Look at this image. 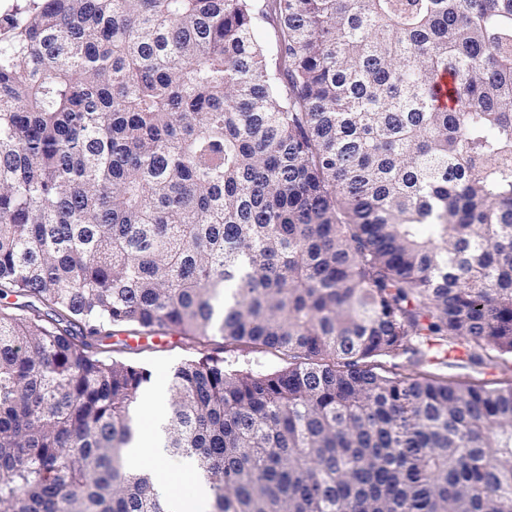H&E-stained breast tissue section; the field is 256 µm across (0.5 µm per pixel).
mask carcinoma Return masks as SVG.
I'll list each match as a JSON object with an SVG mask.
<instances>
[{
    "label": "carcinoma",
    "instance_id": "cac0c4a2",
    "mask_svg": "<svg viewBox=\"0 0 512 512\" xmlns=\"http://www.w3.org/2000/svg\"><path fill=\"white\" fill-rule=\"evenodd\" d=\"M10 293L0 512H166L106 327L288 357L174 370L165 447L213 512H512V384L436 373L512 356V0L13 4Z\"/></svg>",
    "mask_w": 512,
    "mask_h": 512
}]
</instances>
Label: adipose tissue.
<instances>
[{
    "label": "adipose tissue",
    "mask_w": 512,
    "mask_h": 512,
    "mask_svg": "<svg viewBox=\"0 0 512 512\" xmlns=\"http://www.w3.org/2000/svg\"><path fill=\"white\" fill-rule=\"evenodd\" d=\"M168 457L164 446V435L158 424H151L139 431L127 449V468L134 472L151 475L157 489L168 500V512H208L210 502L209 485L196 462L190 458L178 461L177 466L188 482L189 492L172 490L163 464Z\"/></svg>",
    "instance_id": "obj_1"
}]
</instances>
